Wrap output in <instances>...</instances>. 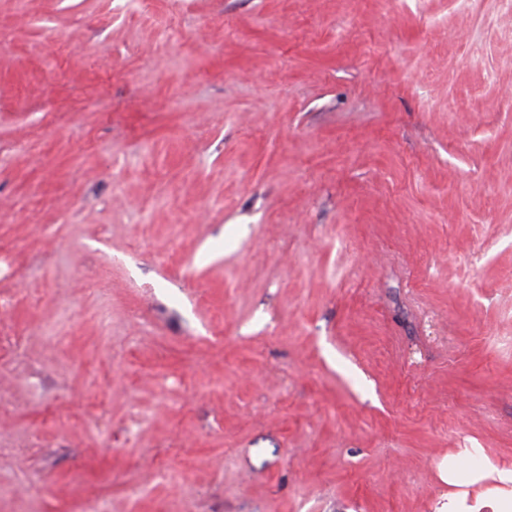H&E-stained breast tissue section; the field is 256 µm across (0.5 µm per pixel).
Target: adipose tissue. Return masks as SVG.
Segmentation results:
<instances>
[{"instance_id":"obj_1","label":"adipose tissue","mask_w":512,"mask_h":512,"mask_svg":"<svg viewBox=\"0 0 512 512\" xmlns=\"http://www.w3.org/2000/svg\"><path fill=\"white\" fill-rule=\"evenodd\" d=\"M440 477L450 490L438 512H512V467L485 461L474 468L469 451L449 456L441 465ZM487 482L485 491L470 495V486Z\"/></svg>"}]
</instances>
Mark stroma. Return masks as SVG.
I'll return each mask as SVG.
<instances>
[{
    "mask_svg": "<svg viewBox=\"0 0 512 512\" xmlns=\"http://www.w3.org/2000/svg\"><path fill=\"white\" fill-rule=\"evenodd\" d=\"M512 0H0V512H436L512 466ZM440 477L449 487L457 488L444 495L445 503L438 512H511L512 467L498 466L486 458L480 469L471 463L470 452L465 449L457 455H448V465L440 466ZM490 480L485 491L470 497L468 488Z\"/></svg>",
    "mask_w": 512,
    "mask_h": 512,
    "instance_id": "1",
    "label": "stroma"
}]
</instances>
